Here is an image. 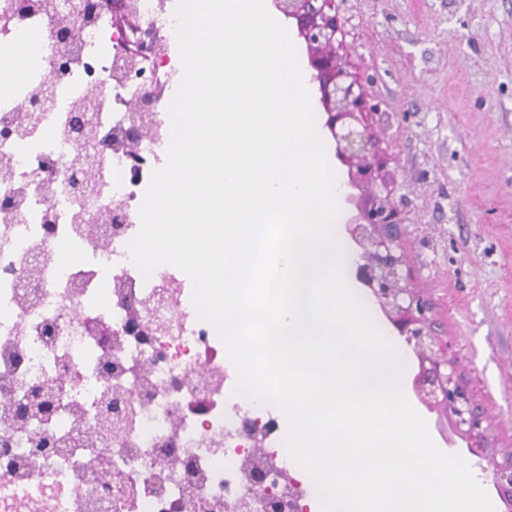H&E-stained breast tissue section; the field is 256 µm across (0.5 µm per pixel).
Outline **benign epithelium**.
<instances>
[{
  "label": "benign epithelium",
  "instance_id": "obj_1",
  "mask_svg": "<svg viewBox=\"0 0 512 512\" xmlns=\"http://www.w3.org/2000/svg\"><path fill=\"white\" fill-rule=\"evenodd\" d=\"M335 0H272L285 19L295 22L297 37L306 47L308 82L317 87L326 114L324 126L335 142L338 161L347 167L348 181L341 184V197L356 213L347 220L345 231L355 245L352 266L356 279L367 288L375 303L411 347L418 359L412 388L419 401L443 417L448 427V447L463 443L460 453L475 459L480 478L492 484L506 512H512V463L505 461L490 433L485 411L476 402L463 379L454 346L438 332L432 317L429 294L419 288L407 267L400 230V212L383 173L378 133L363 119L367 105L360 84L348 71L346 56L336 35L339 28ZM58 14L62 41L73 40L77 25H87L89 15L112 13V28L125 34L126 63L137 65L157 54L161 38L155 28L144 29L136 15L134 0H89L87 12ZM127 138L119 146L135 154L145 127L133 118ZM48 416L49 409L30 399L15 409V423L22 425L34 416ZM273 467V457L263 448H253L244 459L241 473L248 482L240 501V512H253L262 500L264 512H307L300 492L290 493L277 484L262 485L263 475Z\"/></svg>",
  "mask_w": 512,
  "mask_h": 512
}]
</instances>
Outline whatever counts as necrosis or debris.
<instances>
[{
	"instance_id": "1",
	"label": "necrosis or debris",
	"mask_w": 512,
	"mask_h": 512,
	"mask_svg": "<svg viewBox=\"0 0 512 512\" xmlns=\"http://www.w3.org/2000/svg\"><path fill=\"white\" fill-rule=\"evenodd\" d=\"M136 7L142 27H157L165 52L158 64L120 82L113 80L112 66L122 40L111 32L108 13L67 44L53 38L43 14L11 17L0 34V53L24 43L37 59L25 82L0 95V127L26 111L37 86H49L57 103L27 139L0 138V161L10 160L14 168L12 180H0V199L16 202L10 219L0 218V401L66 375L65 407L55 414L54 436L92 431L108 385L135 412L133 425L117 424L95 448L111 457L121 476L110 491L86 479L90 459L81 449L52 448L15 467L0 463V512H17L22 502L29 512H91L94 502L100 512H183L191 493L218 503L217 512H237L239 464L250 446L243 425L249 421L274 456L270 480L285 485L296 479L278 410L234 396L235 368L215 328L199 319L180 273L159 267L146 277L131 259L128 244L140 229L145 190L153 170L166 161L167 113L153 112L154 131L140 140L137 160L108 150L99 185L84 198L41 196L28 179L44 164L56 182L70 177L76 145L63 140L59 128L86 88L105 92L110 109L98 113L97 121L112 136L130 126V99L159 80L179 86L174 0H136ZM77 206L90 218L118 206L126 221L98 244L73 224ZM165 284L174 294L159 312L170 321V332H126L131 308L156 299ZM93 323L110 328L112 341L92 335ZM19 354L25 357L20 365Z\"/></svg>"
}]
</instances>
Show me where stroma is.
Masks as SVG:
<instances>
[{"label": "stroma", "mask_w": 512, "mask_h": 512, "mask_svg": "<svg viewBox=\"0 0 512 512\" xmlns=\"http://www.w3.org/2000/svg\"><path fill=\"white\" fill-rule=\"evenodd\" d=\"M349 70L387 113L405 255L512 446V0H336Z\"/></svg>", "instance_id": "obj_1"}]
</instances>
